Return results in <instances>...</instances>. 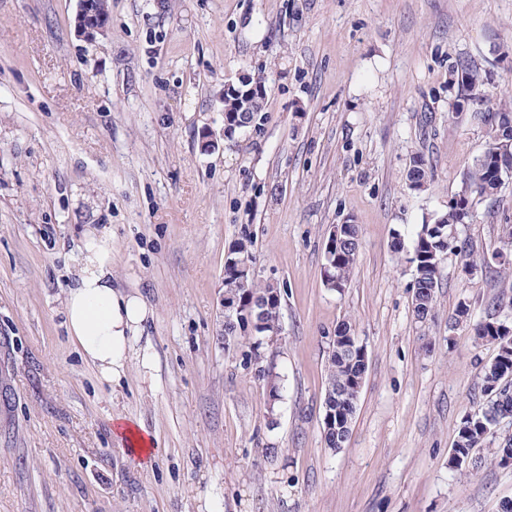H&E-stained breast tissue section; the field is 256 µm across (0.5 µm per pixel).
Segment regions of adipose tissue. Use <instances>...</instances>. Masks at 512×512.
I'll return each instance as SVG.
<instances>
[{"mask_svg":"<svg viewBox=\"0 0 512 512\" xmlns=\"http://www.w3.org/2000/svg\"><path fill=\"white\" fill-rule=\"evenodd\" d=\"M64 308L70 336L100 377H120L133 352L131 339L150 309L142 297L113 288L108 245L102 238L86 236Z\"/></svg>","mask_w":512,"mask_h":512,"instance_id":"1","label":"adipose tissue"}]
</instances>
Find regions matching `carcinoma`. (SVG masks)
<instances>
[{"instance_id": "cac0c4a2", "label": "carcinoma", "mask_w": 512, "mask_h": 512, "mask_svg": "<svg viewBox=\"0 0 512 512\" xmlns=\"http://www.w3.org/2000/svg\"><path fill=\"white\" fill-rule=\"evenodd\" d=\"M451 79L461 85L460 103L475 105L485 99V76L467 58H461L450 74ZM266 93H252L241 96L227 93L224 95V111H251L254 122L262 118ZM497 113L490 110L480 113V120L486 127V146L477 155L462 177L460 189L448 209L440 212L431 224H423L413 236V313L420 322H426L434 315L435 293L438 288V275L441 264L450 256L462 259V263L473 268L477 262H486L485 257L474 259L473 244L459 238L458 227L463 224L464 209L474 207L486 199H496L501 188L496 183V168L499 158L512 156V137L500 135L494 128L492 118ZM361 246L360 230L356 224L341 231L336 245V264L331 275L336 283L347 287ZM258 299L267 291V286L256 281L245 289L240 281L231 274L224 275V296L240 298L244 291ZM512 311V295L501 294L490 304L486 317L474 325L476 341H487L497 345L495 359L484 365L481 375V390L486 401L467 415L459 429L457 441L448 460L450 468L465 471L469 466L463 461L473 459L476 449L487 443L494 429L504 420H512V331L501 328L512 323L502 317L504 311ZM359 358L357 353L346 347V342L336 339L331 343V352L327 370L326 391L339 399L341 408L348 421H353L360 396L357 381Z\"/></svg>"}]
</instances>
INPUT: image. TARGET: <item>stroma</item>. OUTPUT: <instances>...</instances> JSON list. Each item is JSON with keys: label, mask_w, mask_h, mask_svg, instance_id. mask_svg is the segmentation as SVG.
I'll list each match as a JSON object with an SVG mask.
<instances>
[{"label": "stroma", "mask_w": 512, "mask_h": 512, "mask_svg": "<svg viewBox=\"0 0 512 512\" xmlns=\"http://www.w3.org/2000/svg\"><path fill=\"white\" fill-rule=\"evenodd\" d=\"M77 9L0 0V512H501L512 420L473 468L448 466L497 353L453 318L464 298L482 316L512 278L448 257L421 323L391 242L447 209L485 147L472 110L451 109L456 61L486 75V108L512 96V0H110L91 40ZM244 74L265 81L263 121L201 151ZM418 157L431 176L414 190ZM347 220L361 247L338 292L324 250ZM510 224L512 185L460 236L490 252ZM90 229L114 287L154 311L113 384L63 313ZM246 235L256 278L281 290L273 344L222 335L224 261ZM345 321L368 370L335 451L322 403ZM119 416L154 437L149 468L114 436Z\"/></svg>", "instance_id": "stroma-1"}]
</instances>
